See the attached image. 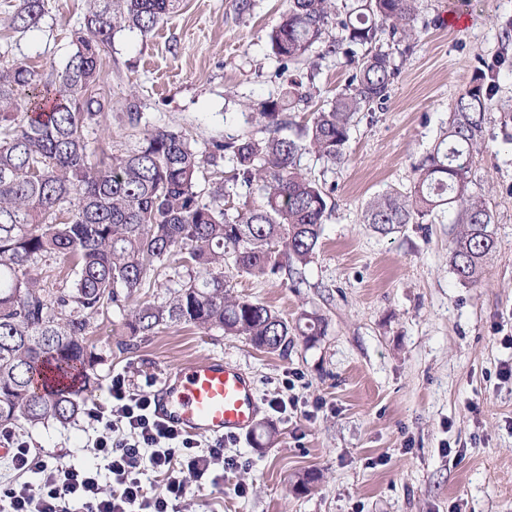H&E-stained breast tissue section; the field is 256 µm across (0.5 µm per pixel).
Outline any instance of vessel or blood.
Wrapping results in <instances>:
<instances>
[{
  "label": "vessel or blood",
  "instance_id": "b4317fda",
  "mask_svg": "<svg viewBox=\"0 0 512 512\" xmlns=\"http://www.w3.org/2000/svg\"><path fill=\"white\" fill-rule=\"evenodd\" d=\"M153 408L161 421L190 435L213 438L249 433L261 411L252 377L220 356L170 368Z\"/></svg>",
  "mask_w": 512,
  "mask_h": 512
}]
</instances>
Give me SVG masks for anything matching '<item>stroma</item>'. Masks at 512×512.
Listing matches in <instances>:
<instances>
[{
	"mask_svg": "<svg viewBox=\"0 0 512 512\" xmlns=\"http://www.w3.org/2000/svg\"><path fill=\"white\" fill-rule=\"evenodd\" d=\"M19 0H0V62L21 63L49 81L72 52L85 0H48L38 28L19 33L9 19ZM239 18L233 0H181L147 35L116 33L93 94L104 104L87 134L90 151L133 148L164 128L210 141L254 131L240 101L277 96L282 78L268 44L287 0H255ZM463 26L449 24L450 11ZM512 0H423L418 37L397 55L400 70L384 108L354 118L345 163L315 155L300 169L323 182L334 205L304 281L235 278V294L288 321L317 312L324 336L296 338L287 355L257 350L241 336L175 323L147 337L127 336L130 311L93 316L89 344L100 354L89 407L112 408V378L154 392L171 367L221 356L253 378L258 423L224 450L239 469L217 485H191L180 512H512ZM500 70L471 178L495 222L496 257L476 285L461 284L448 259L451 224L434 220L381 233L362 221L366 203L387 188L411 191L415 168L448 123L453 102L477 76ZM350 74L344 60H320L313 108L326 106ZM143 118L125 120L128 104ZM298 373L293 390L282 381ZM296 395L291 415L276 397ZM16 437L48 462H97V431L87 417L68 425L19 423ZM319 480L297 489L299 475Z\"/></svg>",
	"mask_w": 512,
	"mask_h": 512,
	"instance_id": "stroma-1",
	"label": "stroma"
}]
</instances>
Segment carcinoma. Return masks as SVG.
Listing matches in <instances>:
<instances>
[{
	"label": "carcinoma",
	"mask_w": 512,
	"mask_h": 512,
	"mask_svg": "<svg viewBox=\"0 0 512 512\" xmlns=\"http://www.w3.org/2000/svg\"><path fill=\"white\" fill-rule=\"evenodd\" d=\"M83 27L55 80L20 63H0V431L24 421L65 425L90 410L81 392L96 384L90 318L122 307L176 257L188 278L163 303L145 300L125 323L129 336H152L171 323L244 336L259 350L288 352L294 337L324 335V318L304 312L291 324L270 306L234 293L225 270L264 279L302 276L317 255L330 196L298 168L313 153L344 162L353 117L381 108L399 68L384 44H410L421 0H288L268 35L288 91L243 104L261 135L215 142L200 153L187 135L148 131L125 152L90 159L86 130L104 105L89 94L101 76L112 36L142 35L180 0H86ZM45 0H20L9 29H35ZM336 29L334 35L331 29ZM353 65L328 107L293 126L287 113L313 100L317 60ZM493 86L476 78L454 102L448 126L417 167L414 190L391 188L369 201L364 223L389 232L448 213L452 272L464 285L482 281L496 253L494 214L470 178ZM231 164V175L199 189L204 165ZM246 189L237 203V187ZM55 265L63 285L42 284L40 265Z\"/></svg>",
	"instance_id": "1"
}]
</instances>
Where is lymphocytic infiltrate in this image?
<instances>
[{
    "label": "lymphocytic infiltrate",
    "instance_id": "1",
    "mask_svg": "<svg viewBox=\"0 0 512 512\" xmlns=\"http://www.w3.org/2000/svg\"><path fill=\"white\" fill-rule=\"evenodd\" d=\"M112 399L110 415L92 417L105 428L94 446L112 475L111 493H103L98 471L47 463L30 456L20 440L14 467L42 479L34 487L21 483L0 488V501L7 502L10 512H71L75 503L83 512H176L189 492L186 474L200 480L227 466L224 440L213 439L205 454H196V439L157 420L150 395L130 393L123 376L112 379ZM180 461L185 469H177ZM148 467L163 476L162 492L149 493L143 485L141 475Z\"/></svg>",
    "mask_w": 512,
    "mask_h": 512
}]
</instances>
